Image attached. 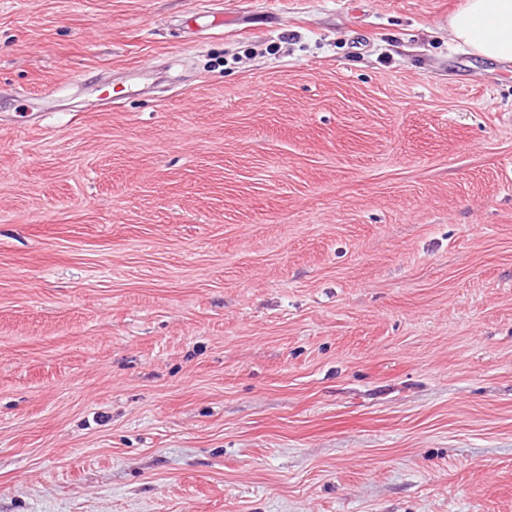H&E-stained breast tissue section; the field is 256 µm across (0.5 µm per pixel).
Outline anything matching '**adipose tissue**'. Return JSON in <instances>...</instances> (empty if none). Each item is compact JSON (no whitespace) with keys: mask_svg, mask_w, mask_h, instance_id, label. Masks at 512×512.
I'll list each match as a JSON object with an SVG mask.
<instances>
[{"mask_svg":"<svg viewBox=\"0 0 512 512\" xmlns=\"http://www.w3.org/2000/svg\"><path fill=\"white\" fill-rule=\"evenodd\" d=\"M448 26L474 55L512 64V0H463Z\"/></svg>","mask_w":512,"mask_h":512,"instance_id":"ef3b65f1","label":"adipose tissue"}]
</instances>
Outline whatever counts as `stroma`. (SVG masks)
<instances>
[{"label": "stroma", "mask_w": 512, "mask_h": 512, "mask_svg": "<svg viewBox=\"0 0 512 512\" xmlns=\"http://www.w3.org/2000/svg\"><path fill=\"white\" fill-rule=\"evenodd\" d=\"M460 3L0 0V512H512Z\"/></svg>", "instance_id": "obj_1"}]
</instances>
